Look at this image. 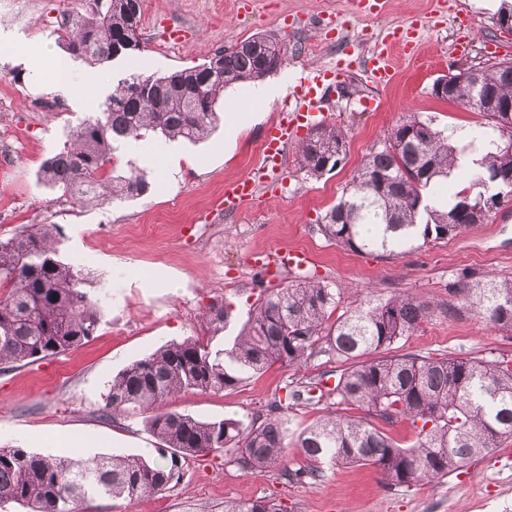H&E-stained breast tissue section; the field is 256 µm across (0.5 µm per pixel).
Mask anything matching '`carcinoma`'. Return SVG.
I'll return each instance as SVG.
<instances>
[{
  "mask_svg": "<svg viewBox=\"0 0 512 512\" xmlns=\"http://www.w3.org/2000/svg\"><path fill=\"white\" fill-rule=\"evenodd\" d=\"M59 39L72 54L104 61L131 55L142 43L141 0H88L85 13L64 19ZM221 71L205 79L202 66L168 75L133 72L83 121L68 144L47 159L42 181L80 206L122 202L151 191L147 172L130 166L107 174L115 152L142 132L167 140L199 142L217 120L224 88L264 79L284 60L271 51L261 57L236 45L214 54ZM451 102L479 111L482 93L512 100V60L482 69L473 86L460 73ZM494 132L484 161L456 191L448 183L458 149L433 120L409 115L373 145L340 200L319 221L321 231L351 251H383L399 256L430 242L458 236L490 217L486 197L512 182V123L504 112H485ZM342 129L320 124L298 147L300 170L319 178L347 149ZM441 188L455 199L448 209L428 203ZM375 225L366 235L363 225ZM57 225L33 224L0 238V364L35 363L85 343L100 324L101 298L82 288V278L62 261L55 246ZM452 291L493 326L512 331V279L461 271ZM339 304L336 290L309 279L263 295L229 349H215L230 312L213 306L204 335L162 346L120 371L105 394L104 416L153 410L185 392L233 390L277 362L304 366L317 352L349 363L333 387L339 403L357 406L392 423L417 427V442L402 448L361 417L327 413L300 430L296 447L306 464L285 468L290 483L320 477L322 463L376 468L391 486H410L448 475L467 458L489 453L512 437V364L498 360L401 354L371 357L416 333L432 315L423 297L400 293L384 300L360 299L328 323ZM302 398L289 390L248 420L201 419L159 412L147 427L158 439V458L137 455L71 457L40 455L23 448H0V505L15 503L28 512H78L89 498H135L161 492L180 480L187 461L225 450L241 470L261 473L283 460L289 420L279 415ZM224 512H287L275 498L224 503Z\"/></svg>",
  "mask_w": 512,
  "mask_h": 512,
  "instance_id": "cac0c4a2",
  "label": "carcinoma"
}]
</instances>
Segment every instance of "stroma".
Wrapping results in <instances>:
<instances>
[{"instance_id": "1", "label": "stroma", "mask_w": 512, "mask_h": 512, "mask_svg": "<svg viewBox=\"0 0 512 512\" xmlns=\"http://www.w3.org/2000/svg\"><path fill=\"white\" fill-rule=\"evenodd\" d=\"M353 2L254 0L247 8L242 0H144L141 51L95 65L72 55L57 33L62 14L83 12L84 0H38L29 13L0 15V127L16 129L20 138L11 166L0 169V237L31 224L59 225L60 257L81 271L90 293L105 299L98 331L88 342L0 369V448L156 458L159 442L144 415L102 418L113 376L165 344L199 336L213 305L230 306L224 336L233 335L261 292L307 277L335 288L344 308L360 293L385 299L410 292L431 301L432 318L394 344L391 354L512 361V331L495 328L448 291L465 268L512 278V200L487 222L399 257L342 248L319 226L363 156L403 116L432 119L448 134L483 123L481 114L437 98L432 87L441 76L512 59V35L499 30L495 10L482 0H446L441 12L434 0H386L376 15L357 14ZM416 15L426 24L414 52L399 55L392 83L376 85L370 74L376 44ZM174 33L180 46L163 49ZM254 34L271 36L287 50L286 62L269 76L273 82L287 76L285 97L253 110L247 105L252 83H236L225 88L206 139L169 142L152 133L129 142L109 171L119 176L133 165L145 169L155 183L152 193L81 207L40 181L42 163L99 112L128 74L190 69ZM340 59L349 68L313 119L344 130L343 163L311 178L301 171L294 147H287L276 184L226 214V184L251 171L266 130L294 105L303 77ZM61 61L68 82L88 94V107L43 91ZM48 99L57 103L56 111L31 110V103ZM271 250L305 253L308 263L263 275L256 261ZM224 336L214 337V345H222ZM345 367L328 354L300 368L277 363L237 389L183 393L162 409L245 420L287 390L316 382L333 386ZM303 463L292 447L285 464L249 474L214 452L189 461L180 482L159 494L96 498L82 503L80 512H224L225 502L264 496L280 499L288 512H512V438L440 480L411 487L388 486L374 467L356 464L327 465L319 479L288 482L284 468Z\"/></svg>"}]
</instances>
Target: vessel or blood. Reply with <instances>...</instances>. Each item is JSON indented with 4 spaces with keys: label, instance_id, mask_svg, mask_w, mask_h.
<instances>
[{
    "label": "vessel or blood",
    "instance_id": "1",
    "mask_svg": "<svg viewBox=\"0 0 512 512\" xmlns=\"http://www.w3.org/2000/svg\"><path fill=\"white\" fill-rule=\"evenodd\" d=\"M421 26V19L415 17L394 27L386 35L388 45H399L403 49H410L413 45V35ZM371 75L374 82L379 85L388 84L392 80L393 67L387 48L374 55ZM303 83L304 91L292 113L286 114L269 129L266 147L261 154L258 167L250 175L225 188V209L241 208L253 199L260 186L270 184L279 176L285 162L284 150L294 139L298 123L315 111L321 110L323 95L330 86L329 73L319 70L309 72L307 77H304Z\"/></svg>",
    "mask_w": 512,
    "mask_h": 512
}]
</instances>
